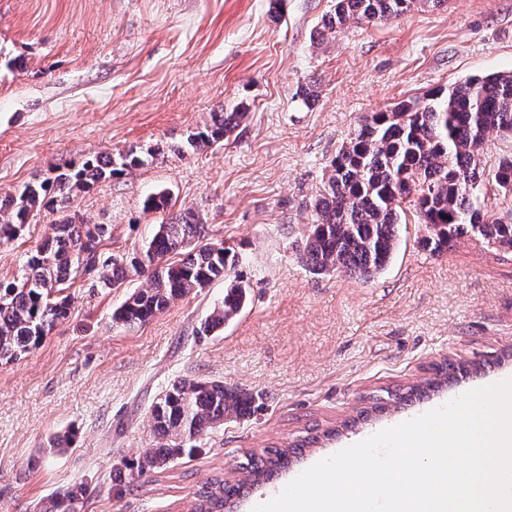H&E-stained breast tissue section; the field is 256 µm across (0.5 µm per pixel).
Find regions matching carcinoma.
Here are the masks:
<instances>
[{"instance_id":"cac0c4a2","label":"carcinoma","mask_w":512,"mask_h":512,"mask_svg":"<svg viewBox=\"0 0 512 512\" xmlns=\"http://www.w3.org/2000/svg\"><path fill=\"white\" fill-rule=\"evenodd\" d=\"M415 0H335L323 19L331 32L351 23H376L407 13ZM243 112H219L191 134L188 144H220L234 132ZM512 135V73L473 77L448 90H436L365 119L331 160L323 190L316 198L302 257L314 275L342 273L371 279L390 263L398 243L402 204L412 206L426 234L422 247L448 250L469 234L497 248L512 249V224L491 220L480 201L483 176L505 195L512 193V155L490 171L481 166L480 150L491 134ZM147 158L130 151L112 158L95 153L57 168L18 192L0 195V243L17 239L29 219L41 211L60 214L54 236L27 256L19 276L0 280V363L20 359L40 345L56 323L70 313L67 284L90 276L102 290L120 288L130 277H144L112 313V322L135 328L163 312L171 302L224 280V301L201 323L197 334L209 336L243 310L248 284L236 274L237 253L224 243L206 241V225L192 215H178L155 226L132 254L103 251L105 224H86L65 213L70 198L101 182L142 167ZM167 191L151 194L143 211L171 207ZM472 374L463 363L437 368L435 377L410 389L424 397ZM255 398L220 381L181 379L159 395L151 409L155 447L124 463L143 474L164 470L192 457L202 434L255 412ZM318 437L292 448H266L242 463L244 476L231 484L214 478L196 493L191 512H234L239 488L267 483L297 461ZM86 494L81 483L56 500L50 512H71Z\"/></svg>"}]
</instances>
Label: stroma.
<instances>
[{"label": "stroma", "mask_w": 512, "mask_h": 512, "mask_svg": "<svg viewBox=\"0 0 512 512\" xmlns=\"http://www.w3.org/2000/svg\"><path fill=\"white\" fill-rule=\"evenodd\" d=\"M332 0H0V193L89 153L149 155L147 165L74 197L71 211L108 227L106 248L137 249L172 193V213L234 247L249 285L242 313L210 336L197 329L224 297L217 281L149 323L113 325L128 291L89 290L42 343L0 364V512H38L76 482L75 512H186L211 478L233 480L250 453L322 434L276 484L472 389L512 377V250L469 237L432 254L404 210L386 269L370 280L315 275L300 257L327 167L366 116L467 78L512 72V0H417L398 18L332 32ZM310 98H302V89ZM246 103L224 144L187 137ZM43 211L0 244V280L51 235ZM481 373L405 403L445 361ZM252 394L258 410L203 433L188 462L126 481L125 461L153 441L151 408L179 379ZM393 396L392 407L372 410ZM368 419H361L362 411ZM69 434L70 447L50 450Z\"/></svg>", "instance_id": "obj_1"}]
</instances>
